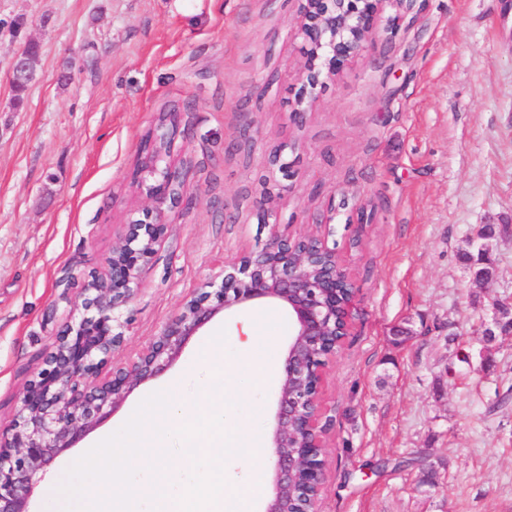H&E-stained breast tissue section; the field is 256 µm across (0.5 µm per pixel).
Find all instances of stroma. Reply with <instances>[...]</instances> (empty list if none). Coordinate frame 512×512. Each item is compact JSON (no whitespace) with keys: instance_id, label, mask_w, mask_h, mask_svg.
<instances>
[{"instance_id":"35a3bbf8","label":"stroma","mask_w":512,"mask_h":512,"mask_svg":"<svg viewBox=\"0 0 512 512\" xmlns=\"http://www.w3.org/2000/svg\"><path fill=\"white\" fill-rule=\"evenodd\" d=\"M304 4L0 0V423L69 322L85 274L103 268L144 206L134 165L172 112L173 155L191 163L186 202L142 269L115 360L133 357L272 227L324 236L359 305L322 386V512H512V335L485 348L474 334L491 301L512 294V239L493 249V281H476L462 260L484 225L512 221V0L386 7L376 37L294 125ZM29 39L40 44L36 80L14 111L10 63ZM246 132L249 147L235 149ZM279 146L291 174L265 225L262 180ZM334 198L346 207L330 211ZM360 205L374 211L368 223L355 221ZM256 314L255 367L237 372L240 404L228 414L269 439L291 329L284 310L261 304L216 315L56 456L30 512H44L48 478L119 430L210 336ZM398 326L411 335L397 346Z\"/></svg>"}]
</instances>
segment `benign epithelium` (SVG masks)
I'll return each instance as SVG.
<instances>
[{
	"mask_svg": "<svg viewBox=\"0 0 512 512\" xmlns=\"http://www.w3.org/2000/svg\"><path fill=\"white\" fill-rule=\"evenodd\" d=\"M413 0H306L299 31L308 44L300 73L304 88L315 89L336 76L375 35L385 7L408 9ZM36 60L27 46L16 52L10 85L36 78ZM167 118L146 139L134 171L149 204L131 220L121 245L112 249L106 272H91L68 329L46 352L43 367L26 385L10 424L0 427V512H30L29 498L40 472L74 447L91 428L105 422L142 382L162 373L191 336L217 314L235 307L277 302L288 309L291 343L280 371L275 426L269 444L272 492L262 512H321L326 481V440L331 423L322 411L326 369L343 346L329 342L349 333L355 292L343 294L348 278L326 254L336 253L313 235L290 238L274 230L260 249L224 267L182 303L179 311L134 357L111 363L126 345L123 309L139 289L140 271L156 254L172 214L182 202L181 171L170 160ZM512 234L502 224L477 247L491 252L499 237ZM482 322L484 346L512 335V297L494 299Z\"/></svg>",
	"mask_w": 512,
	"mask_h": 512,
	"instance_id": "benign-epithelium-1",
	"label": "benign epithelium"
}]
</instances>
